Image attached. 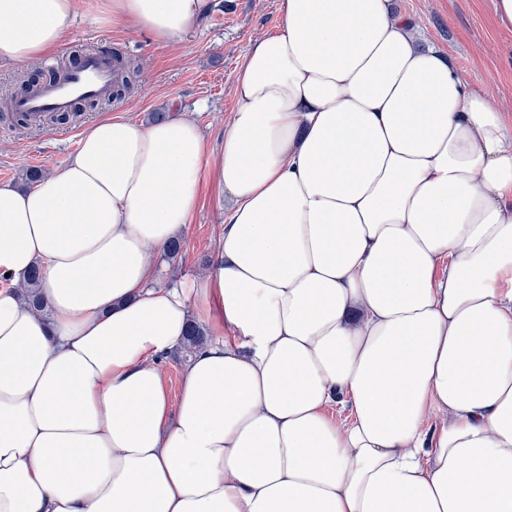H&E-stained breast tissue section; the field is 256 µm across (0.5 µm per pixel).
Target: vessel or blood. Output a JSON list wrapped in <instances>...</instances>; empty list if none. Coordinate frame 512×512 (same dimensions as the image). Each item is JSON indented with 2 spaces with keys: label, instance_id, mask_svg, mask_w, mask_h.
<instances>
[{
  "label": "vessel or blood",
  "instance_id": "obj_1",
  "mask_svg": "<svg viewBox=\"0 0 512 512\" xmlns=\"http://www.w3.org/2000/svg\"><path fill=\"white\" fill-rule=\"evenodd\" d=\"M113 74L114 63L109 57L99 52L88 53L79 66L65 68L54 79L15 98L12 109L34 118L46 112H72L79 102L107 97Z\"/></svg>",
  "mask_w": 512,
  "mask_h": 512
}]
</instances>
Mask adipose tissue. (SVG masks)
I'll list each match as a JSON object with an SVG mask.
<instances>
[{"label": "adipose tissue", "instance_id": "adipose-tissue-1", "mask_svg": "<svg viewBox=\"0 0 512 512\" xmlns=\"http://www.w3.org/2000/svg\"><path fill=\"white\" fill-rule=\"evenodd\" d=\"M393 2L280 0L218 146L177 113L112 118L34 188L0 183V277L39 267L45 306L0 289V512H512V118ZM209 6L92 15L168 42ZM73 16L0 0V60ZM205 173L211 271L165 285ZM196 297L224 326L173 399ZM192 351H187L182 345L169 356L165 362L163 370L167 377L171 394L175 397L179 390L181 372L188 362Z\"/></svg>", "mask_w": 512, "mask_h": 512}]
</instances>
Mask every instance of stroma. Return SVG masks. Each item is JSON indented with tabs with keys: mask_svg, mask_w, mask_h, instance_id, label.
<instances>
[{
	"mask_svg": "<svg viewBox=\"0 0 512 512\" xmlns=\"http://www.w3.org/2000/svg\"><path fill=\"white\" fill-rule=\"evenodd\" d=\"M88 2L74 0L68 39L59 51L21 65L0 61V182L21 188L26 169L45 174L63 169L82 136L107 118L144 121L150 113L174 107L196 122L210 145L219 144L234 110V83L242 58L275 28L279 16V0H213L209 12L186 34L159 43L144 32L94 22L87 14ZM398 5L428 43L447 50L476 88L492 89L499 108L512 114V32L496 25L492 0H398ZM75 46L87 52L120 49L139 67L134 90L109 111L87 107L71 117L72 133L66 138L46 128L18 126L9 97L18 78L41 81L52 67L68 65ZM222 225L216 187L203 180L200 205L182 239V254L168 262L166 279L205 278Z\"/></svg>",
	"mask_w": 512,
	"mask_h": 512,
	"instance_id": "1",
	"label": "stroma"
}]
</instances>
